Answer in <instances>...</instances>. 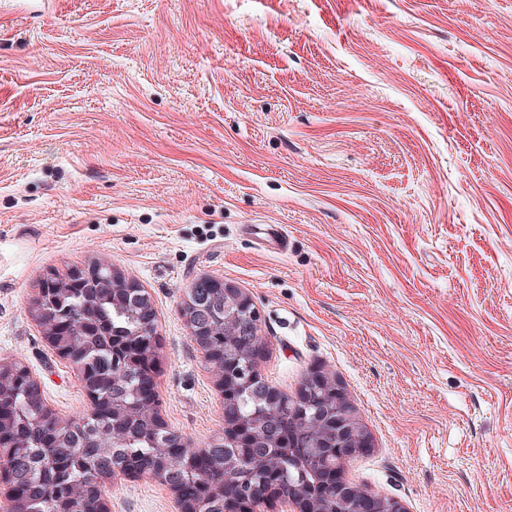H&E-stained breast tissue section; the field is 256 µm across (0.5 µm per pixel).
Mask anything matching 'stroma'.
<instances>
[{
	"instance_id": "stroma-1",
	"label": "stroma",
	"mask_w": 512,
	"mask_h": 512,
	"mask_svg": "<svg viewBox=\"0 0 512 512\" xmlns=\"http://www.w3.org/2000/svg\"><path fill=\"white\" fill-rule=\"evenodd\" d=\"M93 261L148 293L191 448L224 429L181 313L209 276L252 297L272 386L343 385L350 483L512 512V0H0V361L66 420L89 399L29 303ZM104 498L176 512L145 477Z\"/></svg>"
}]
</instances>
